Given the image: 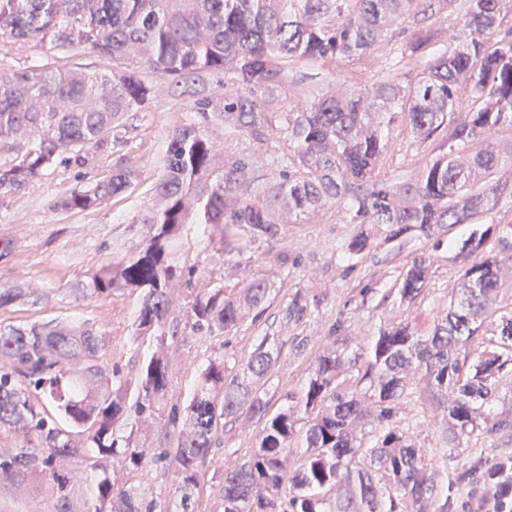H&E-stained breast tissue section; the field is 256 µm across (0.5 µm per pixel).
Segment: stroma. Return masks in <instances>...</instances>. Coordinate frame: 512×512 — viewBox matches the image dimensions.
Returning <instances> with one entry per match:
<instances>
[{
    "mask_svg": "<svg viewBox=\"0 0 512 512\" xmlns=\"http://www.w3.org/2000/svg\"><path fill=\"white\" fill-rule=\"evenodd\" d=\"M30 65L49 69L85 68L91 74H107L112 62L90 53H61L31 43L0 45V69ZM189 95L161 93L151 111L125 114L124 139L82 151L80 160L48 169L43 178L20 191H0V288L25 278L38 288V302L0 310V325L94 322L105 336L113 364L130 370L136 354H149L151 341L133 345V323L138 315L139 293L125 291L98 300L83 297L76 286L86 276L111 262L116 253L139 246L144 229L135 217L155 180L158 160L170 131L197 121ZM237 153L254 163L241 195L265 198L269 183L288 149L271 138L258 144L242 139ZM433 143H413L394 131L387 150L385 169L398 176L422 166L431 156ZM131 161L140 171L141 183L130 195L111 199L98 210L50 212L58 194L108 177L117 160ZM491 224H512V200L502 202L476 224H452L428 238L412 231L395 240L377 237L357 259L345 257L339 246L353 233V225L326 210L313 219L283 225L272 240L249 244L239 264H225L202 236L198 225L185 228L174 248L176 263L194 270L198 285L222 284L227 291L241 288L257 275L276 285L259 321H244L229 334L197 336L187 322L189 293H182L174 320L164 333L175 348L177 360L169 386V403L186 404L201 369L214 355L233 362L251 350L258 336L271 332L284 340L283 355L271 377L268 415L285 406L286 394L299 392L310 376L316 358L330 344L332 335L349 337L352 346L368 345L380 326L408 318L426 328L448 304L464 263L459 246L473 232ZM430 261L429 293L410 308L391 298L400 276L413 258ZM260 426L256 422L226 425L200 478L197 512H214L220 501L219 475L228 463L249 456L256 446Z\"/></svg>",
    "mask_w": 512,
    "mask_h": 512,
    "instance_id": "35a3bbf8",
    "label": "stroma"
}]
</instances>
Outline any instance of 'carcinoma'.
<instances>
[{
	"mask_svg": "<svg viewBox=\"0 0 512 512\" xmlns=\"http://www.w3.org/2000/svg\"><path fill=\"white\" fill-rule=\"evenodd\" d=\"M454 6L463 29L425 54L438 30L423 21ZM510 14L512 0H0L1 37L112 59V72L101 76L79 66L0 71V190H21L67 155L119 139L123 116L158 97L145 70L172 92L195 96L196 112L224 122L228 136L261 144L278 135L288 146L286 168L259 201L235 194L249 179L248 157L219 153L196 123L171 132L135 220L145 228L141 247L78 288L99 299L140 292L133 341L148 337L155 351L130 372L109 365L106 338L92 324L0 327V424L35 443L0 448V495L43 501L46 512H195L209 449L227 423L245 417L262 423L257 446L221 475L216 512H448L449 493L478 478L463 441L512 437V384H502L512 377V310L497 327L486 325L503 302L502 273L512 269V225L498 254L462 266L458 293L428 332L406 319L380 327L355 351L334 337L307 383L271 418L268 384L284 344L266 333L231 366L209 360L189 402L169 407L172 446L146 448L134 433L149 429L167 402L172 353L156 331L174 294L191 290L194 334L218 336L259 318L275 289L265 276L233 294L196 287L172 259L185 225H203L230 263L245 252L241 232L271 239L286 217H309L347 197L344 214L357 230L341 250L353 260L381 232L388 240L411 230L432 237L512 197V143L485 136L512 124V29L490 43ZM395 28L407 34L402 55L415 75L297 87L293 65L372 63ZM219 75L226 91L217 96L208 85ZM398 120L415 142L446 137L417 171L388 178L381 169ZM139 182L137 167L121 162L49 208L94 210ZM429 266L423 256L407 265L400 303L424 295ZM36 295L23 282L0 288V309ZM346 375L356 385H345ZM427 392L443 410L437 468L415 442L418 423L393 422L399 402ZM493 401L501 403L496 414L487 412ZM121 426L129 434L118 435ZM148 461L175 486L163 507L149 488L121 480Z\"/></svg>",
	"mask_w": 512,
	"mask_h": 512,
	"instance_id": "carcinoma-1",
	"label": "carcinoma"
}]
</instances>
